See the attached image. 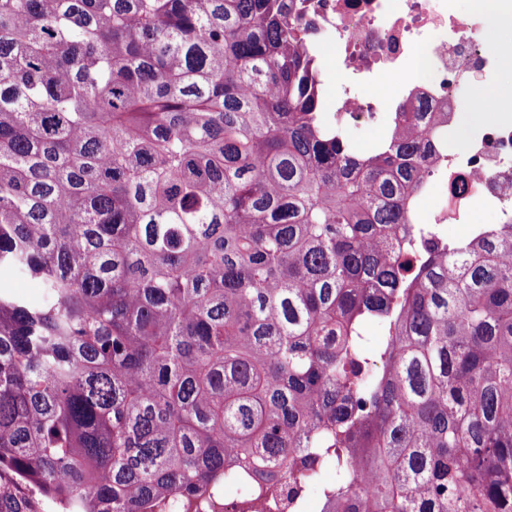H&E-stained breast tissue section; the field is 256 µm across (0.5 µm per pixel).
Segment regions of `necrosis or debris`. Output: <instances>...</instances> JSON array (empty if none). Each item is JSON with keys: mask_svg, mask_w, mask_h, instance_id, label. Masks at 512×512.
I'll return each mask as SVG.
<instances>
[{"mask_svg": "<svg viewBox=\"0 0 512 512\" xmlns=\"http://www.w3.org/2000/svg\"><path fill=\"white\" fill-rule=\"evenodd\" d=\"M300 3L307 45L334 51L332 66H320L318 78L340 77L331 110L345 123L370 125L405 106L433 113L440 127H456L458 90L469 88L471 105H478L481 86L512 64V45L492 43L487 29L490 14L512 15V0H472L466 11L458 0ZM387 78L389 94H375ZM439 186L441 203L428 223L463 224L482 207L498 224H512V118L471 129L463 147L441 146L412 203Z\"/></svg>", "mask_w": 512, "mask_h": 512, "instance_id": "4bbe7bcc", "label": "necrosis or debris"}]
</instances>
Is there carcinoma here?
<instances>
[{
    "mask_svg": "<svg viewBox=\"0 0 512 512\" xmlns=\"http://www.w3.org/2000/svg\"><path fill=\"white\" fill-rule=\"evenodd\" d=\"M296 0H0V471L52 512H512V229L323 111ZM380 338L369 343L368 327Z\"/></svg>",
    "mask_w": 512,
    "mask_h": 512,
    "instance_id": "obj_1",
    "label": "carcinoma"
}]
</instances>
